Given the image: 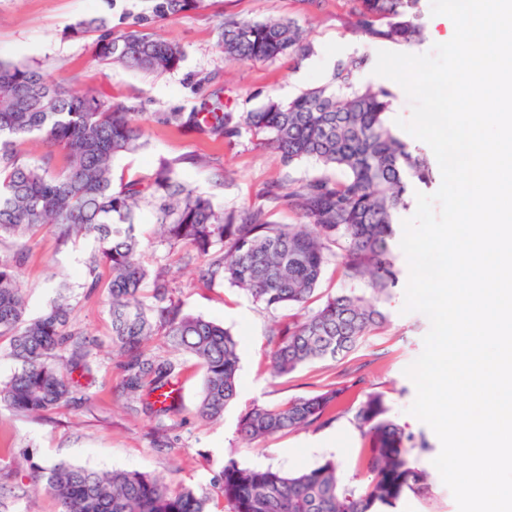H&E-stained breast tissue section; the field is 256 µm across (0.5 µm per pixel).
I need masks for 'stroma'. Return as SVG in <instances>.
I'll return each mask as SVG.
<instances>
[{
  "label": "stroma",
  "instance_id": "stroma-1",
  "mask_svg": "<svg viewBox=\"0 0 512 512\" xmlns=\"http://www.w3.org/2000/svg\"><path fill=\"white\" fill-rule=\"evenodd\" d=\"M162 0H0V61L39 67L51 80L77 91L123 104L143 113L145 145L115 159L113 181L147 179L163 163L174 176L224 211L263 206L273 182L313 175V164L282 168L274 150L256 146L248 132L212 140L192 129L163 123L172 112L199 111L203 101L220 99L224 111L239 115L267 99L288 101L326 84L338 61L351 58L362 35L349 23L348 0H194L176 15L160 10ZM291 20L313 43L315 53L301 66L288 60L224 63L218 25L227 19ZM101 19L113 35L140 30L174 41L184 58L176 69L148 73L99 60L101 31L86 21ZM198 154L202 163H188ZM137 233L148 258L167 265L185 312L224 325L238 343L240 369L236 401L222 420L201 422L195 408L203 375L194 359L182 356L178 385L183 409L159 421L128 412L122 372L112 354L107 265L91 267L100 244L91 235L60 243L45 231L31 239L17 263V274L34 318L66 293L72 320L99 346L90 372L75 373L87 403L63 406L39 418L23 417L0 404V512H60L52 496L34 491L31 468L58 463L98 471L139 470L174 481L209 497L211 512L224 502L213 480L227 460L245 468L273 467L286 473L309 470L334 460L343 482L358 484L365 471L369 440L351 423L348 412L367 394L384 395L389 416L413 441L410 458L423 470L421 490L406 492L387 512H458L451 491L433 465L441 445L433 430L410 414L416 390L405 368L423 351L427 317L403 313L404 286L393 289L385 305L387 322L365 336L337 361L306 364L294 373L270 374L274 328L287 324L293 311H268L243 291L218 281H198L154 239L155 212L143 206ZM343 389L345 415L322 418L311 426L250 444L240 440V416L253 404H276L329 388Z\"/></svg>",
  "mask_w": 512,
  "mask_h": 512
}]
</instances>
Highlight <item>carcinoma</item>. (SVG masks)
<instances>
[{"instance_id":"carcinoma-1","label":"carcinoma","mask_w":512,"mask_h":512,"mask_svg":"<svg viewBox=\"0 0 512 512\" xmlns=\"http://www.w3.org/2000/svg\"><path fill=\"white\" fill-rule=\"evenodd\" d=\"M351 2V24L368 42L412 46L424 40L420 0ZM218 44L226 63L287 56L300 65L315 52L291 21H224ZM98 57L158 73L176 68L183 51L133 30L102 35ZM366 62L361 56L337 63L329 86L307 89L287 103L270 99L236 116L215 101L206 112H171L165 118L214 138H231L244 127L273 148L282 167L314 163L313 176L269 190L271 200H283L298 213L297 224H274L261 207L217 210L176 180L170 164L147 185L130 180L114 187V158L144 146L142 114L79 94L38 67L0 62V242L10 240L18 256L43 230L62 243L80 232L97 236L110 269L112 353L130 410L160 420L179 411L167 390L181 372L172 353L183 352L203 372L197 417L219 420L237 397L240 363L230 331L184 312L164 269L146 258L135 224L144 204L155 208L158 243L170 254L185 252L198 264L200 280L227 282L267 310L303 311L274 333L273 376L343 357L385 325L383 304L402 274L392 249L394 216L413 203L407 182L427 189L436 172L423 149L391 125L392 89L360 84ZM33 135L63 152L62 169L51 168L49 155L38 163L21 160L17 146ZM333 263L361 287L309 308ZM16 264L0 258V338H9L8 356L17 365L0 384V403L39 417L88 400L71 375L90 370L97 344L72 323L65 295L43 315L27 318ZM338 395L330 389L255 405L240 420V438L252 443L309 426L329 413ZM387 413L383 395L371 393L352 415L373 444L359 487L342 483L333 460L294 474L241 468L231 460L215 480L224 512H373L377 504L393 505L425 476L412 466L409 437ZM37 472L45 479L42 490L60 501L63 512H210L207 499L193 490L138 471L59 463Z\"/></svg>"}]
</instances>
